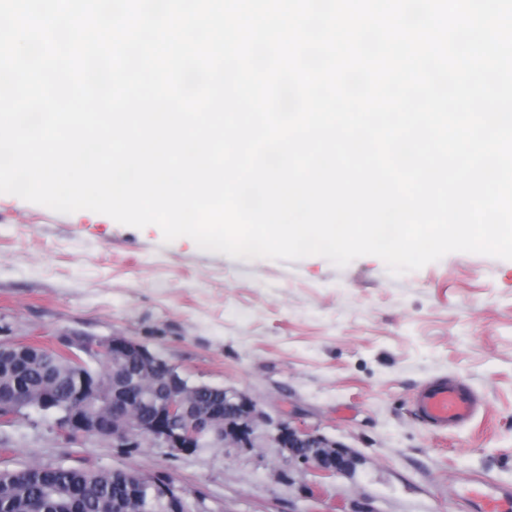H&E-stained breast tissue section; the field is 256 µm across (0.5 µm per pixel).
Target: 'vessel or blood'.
Wrapping results in <instances>:
<instances>
[{"instance_id":"1","label":"vessel or blood","mask_w":512,"mask_h":512,"mask_svg":"<svg viewBox=\"0 0 512 512\" xmlns=\"http://www.w3.org/2000/svg\"><path fill=\"white\" fill-rule=\"evenodd\" d=\"M415 408L429 427L446 430L471 420L479 401L465 383L437 380L419 390ZM461 500L468 512H499L501 497L495 484L483 480L465 487Z\"/></svg>"}]
</instances>
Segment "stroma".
<instances>
[{
	"mask_svg": "<svg viewBox=\"0 0 512 512\" xmlns=\"http://www.w3.org/2000/svg\"><path fill=\"white\" fill-rule=\"evenodd\" d=\"M113 335L344 445L354 472L286 462L263 441L177 456L72 441L33 411L0 427V470L160 475L201 512H465L459 495L479 478L512 512V260L455 252L395 276L375 256L342 268L316 255L234 259L188 237L164 243L154 225L0 193V340L61 348ZM434 378L463 380L478 414L448 431L424 424L413 398Z\"/></svg>",
	"mask_w": 512,
	"mask_h": 512,
	"instance_id": "obj_1",
	"label": "stroma"
}]
</instances>
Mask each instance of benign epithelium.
Segmentation results:
<instances>
[{"mask_svg": "<svg viewBox=\"0 0 512 512\" xmlns=\"http://www.w3.org/2000/svg\"><path fill=\"white\" fill-rule=\"evenodd\" d=\"M72 378L66 401L58 399V375L48 371L40 390L23 395L0 389V426L33 409L52 417L68 436H93L138 446L145 441L171 455L202 448H254L264 421L257 404L222 386L191 383L158 353L123 336L53 350ZM106 359L113 376L98 377L87 359ZM265 440L286 458L337 474L353 471L358 456L323 435L278 422ZM129 495L141 509L195 512L186 492L167 479L135 475Z\"/></svg>", "mask_w": 512, "mask_h": 512, "instance_id": "1", "label": "benign epithelium"}]
</instances>
